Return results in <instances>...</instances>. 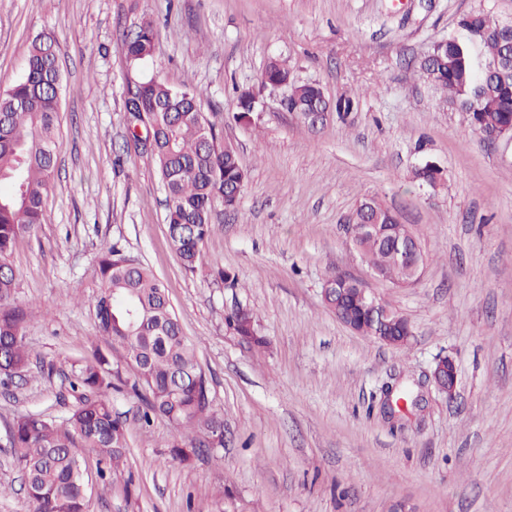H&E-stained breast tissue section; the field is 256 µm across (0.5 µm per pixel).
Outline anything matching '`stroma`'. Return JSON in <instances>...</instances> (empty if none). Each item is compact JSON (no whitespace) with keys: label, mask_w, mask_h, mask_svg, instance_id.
Segmentation results:
<instances>
[{"label":"stroma","mask_w":512,"mask_h":512,"mask_svg":"<svg viewBox=\"0 0 512 512\" xmlns=\"http://www.w3.org/2000/svg\"><path fill=\"white\" fill-rule=\"evenodd\" d=\"M512 24V0H0V88L24 72L31 39L57 38L66 92L45 222L17 240L26 377L0 389V512H28L5 435L18 414L65 420L72 362L105 349L87 298L103 248L119 245L163 282L224 417V445L190 465L169 452L180 431L142 425L131 387L112 393L129 451L86 512H512V142H483L465 113L425 82L418 61L470 11ZM156 25L136 69L125 36ZM299 82L355 102L318 127L265 96L256 125L236 123L234 87L257 85L269 59ZM204 93L203 110L238 149L247 179L235 211L217 209L198 268L168 242L164 192L134 148L124 94L138 72ZM433 162L434 187L415 171ZM376 198L420 242V279L373 277L347 225ZM241 286L224 287L218 269ZM363 282L411 324L403 349L362 336L324 304L328 276ZM260 319L265 347L227 331L237 305ZM458 367L438 394V356ZM418 394L386 413L380 389ZM430 379L439 394L452 399L455 396L457 384V367L454 359L449 356H440L431 370Z\"/></svg>","instance_id":"1"}]
</instances>
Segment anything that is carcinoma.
Returning a JSON list of instances; mask_svg holds the SVG:
<instances>
[{
	"mask_svg": "<svg viewBox=\"0 0 512 512\" xmlns=\"http://www.w3.org/2000/svg\"><path fill=\"white\" fill-rule=\"evenodd\" d=\"M462 35L435 42L421 60L426 81L450 94L449 102L468 116L472 128L490 137L512 124V26L476 12L459 20ZM54 35L39 33L30 42L24 74L0 91V384L28 370L30 353L22 336L34 310L14 304L20 279L11 256L17 238L43 224L44 196L57 161L60 143L57 117L63 76L49 49ZM154 25L146 21L125 42V55L134 67L152 56ZM291 78L277 59L270 60L260 87ZM140 103L150 116L154 161L166 193V224L170 244L188 272L197 269L201 247L213 231V211L220 203L235 207L246 179L236 146L225 142L203 112V92L193 86L173 87L154 76L134 80ZM257 91H236L235 119L252 125L258 119ZM322 88L312 82L292 83L282 106L287 112L315 111L325 106ZM416 178L429 186L442 180V171L422 166ZM352 224H385L387 241L364 237L357 241L367 265L382 280L403 286L413 280L425 255L404 260L394 243L406 235L401 224L374 199L362 201ZM96 291L90 296L98 327L120 349L114 358L97 352L71 364L67 373L74 400L65 425L42 413L17 416L7 431V444L20 465L31 512H85L93 484L86 460L76 443L98 457L101 487L110 484L126 457L124 424L113 414L109 393L130 385L142 391L143 420L161 416L177 428L194 433L170 444L172 456L189 464L203 448L224 447V420L213 409L209 382L194 346L184 336L162 281L147 267L127 257L117 245L104 249L94 270ZM323 302L356 332L374 338L389 336L396 345L410 343L408 320L379 298L347 283L339 284ZM227 330L242 341L263 347L259 321L249 308L225 316Z\"/></svg>",
	"mask_w": 512,
	"mask_h": 512,
	"instance_id": "carcinoma-1",
	"label": "carcinoma"
}]
</instances>
